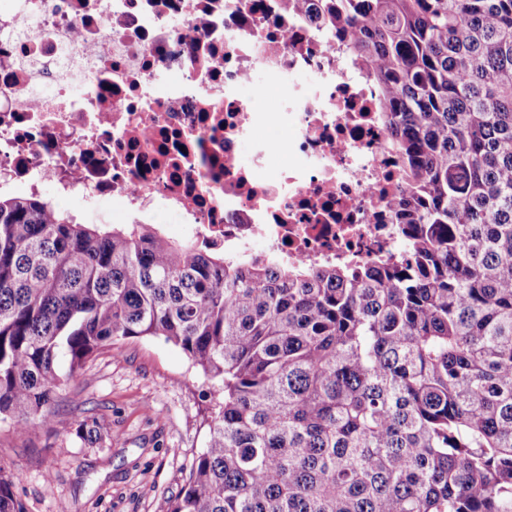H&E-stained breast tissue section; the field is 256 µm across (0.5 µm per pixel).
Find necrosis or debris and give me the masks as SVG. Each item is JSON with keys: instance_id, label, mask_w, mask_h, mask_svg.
<instances>
[{"instance_id": "1", "label": "necrosis or debris", "mask_w": 512, "mask_h": 512, "mask_svg": "<svg viewBox=\"0 0 512 512\" xmlns=\"http://www.w3.org/2000/svg\"><path fill=\"white\" fill-rule=\"evenodd\" d=\"M320 3L0 0V192L108 200L137 224L165 211L240 257L401 251L379 92L313 22Z\"/></svg>"}]
</instances>
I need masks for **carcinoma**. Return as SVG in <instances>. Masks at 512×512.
<instances>
[{"label":"carcinoma","mask_w":512,"mask_h":512,"mask_svg":"<svg viewBox=\"0 0 512 512\" xmlns=\"http://www.w3.org/2000/svg\"><path fill=\"white\" fill-rule=\"evenodd\" d=\"M327 19L394 130L403 250L232 260L0 194V421L48 422L97 351L163 336L223 394L169 512H512V0Z\"/></svg>","instance_id":"carcinoma-1"}]
</instances>
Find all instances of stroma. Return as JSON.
<instances>
[{
	"label": "stroma",
	"mask_w": 512,
	"mask_h": 512,
	"mask_svg": "<svg viewBox=\"0 0 512 512\" xmlns=\"http://www.w3.org/2000/svg\"><path fill=\"white\" fill-rule=\"evenodd\" d=\"M219 398L182 350L132 338L86 363L50 423L23 434L0 422V465L25 512H168L204 450ZM96 422L98 438H81Z\"/></svg>",
	"instance_id": "35a3bbf8"
}]
</instances>
